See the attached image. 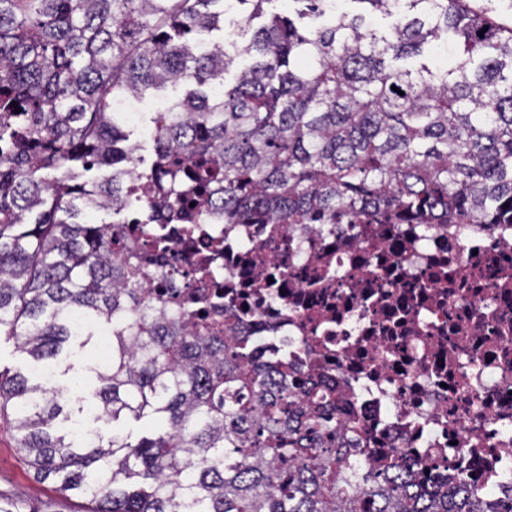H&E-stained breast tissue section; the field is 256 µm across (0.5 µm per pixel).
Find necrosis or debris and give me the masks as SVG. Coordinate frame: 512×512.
Listing matches in <instances>:
<instances>
[{
  "label": "necrosis or debris",
  "mask_w": 512,
  "mask_h": 512,
  "mask_svg": "<svg viewBox=\"0 0 512 512\" xmlns=\"http://www.w3.org/2000/svg\"><path fill=\"white\" fill-rule=\"evenodd\" d=\"M148 287L236 309L239 337L284 352L344 401L364 467L394 455L512 498V224L359 219L169 227Z\"/></svg>",
  "instance_id": "4bbe7bcc"
}]
</instances>
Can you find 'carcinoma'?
Instances as JSON below:
<instances>
[{"instance_id": "obj_1", "label": "carcinoma", "mask_w": 512, "mask_h": 512, "mask_svg": "<svg viewBox=\"0 0 512 512\" xmlns=\"http://www.w3.org/2000/svg\"><path fill=\"white\" fill-rule=\"evenodd\" d=\"M234 2L249 20L270 0ZM304 2L245 45L201 52L192 35L224 22V0H0V335L55 360L92 343L74 318L111 323L93 405L115 424L161 423L83 438L84 401L0 371V418L27 466L87 512H488L463 476L354 466L348 437L362 427L342 401L250 354L229 311L197 322L154 293L127 225L91 222L137 200L134 177L148 187L141 233L162 251L159 208H218L228 224L427 210L444 224L512 222V28L466 0H358L353 17ZM376 12L386 29L368 22ZM429 47L450 64L429 66ZM240 55L253 63L209 95ZM178 83L195 88L151 118L144 170L113 104ZM78 166L111 174L78 182ZM0 512L42 510L1 489Z\"/></svg>"}]
</instances>
